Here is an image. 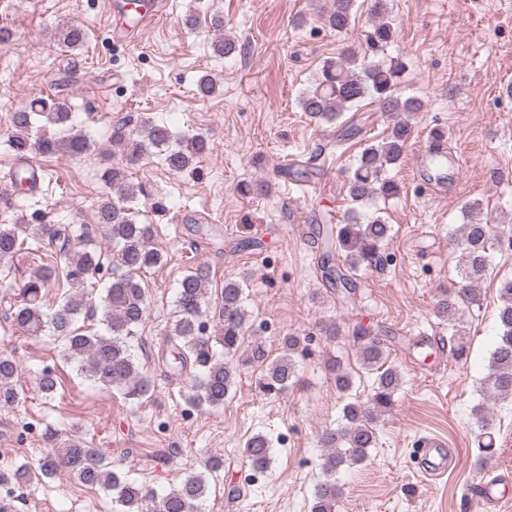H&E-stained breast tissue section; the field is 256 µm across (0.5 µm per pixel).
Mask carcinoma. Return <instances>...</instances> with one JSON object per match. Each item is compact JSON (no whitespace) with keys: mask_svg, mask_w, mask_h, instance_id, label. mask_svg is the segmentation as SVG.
Segmentation results:
<instances>
[{"mask_svg":"<svg viewBox=\"0 0 512 512\" xmlns=\"http://www.w3.org/2000/svg\"><path fill=\"white\" fill-rule=\"evenodd\" d=\"M355 0H332L324 15L325 24L338 33L349 29ZM388 0H374L372 30L368 39L371 48L381 49L395 36L389 18ZM85 40V31L78 25L62 30L64 46L75 49ZM405 68L399 59L358 65L353 58L340 55L323 61L313 76L309 88L300 96L305 114L328 122L338 120L342 113L365 100L378 103L380 111L391 118L390 133L385 139L366 145L357 156L347 179L346 189L351 203L360 205L376 195L386 199L400 193L399 184L385 176L388 168L401 159L411 131L410 117L419 112L421 102L395 94L397 78ZM72 115L52 98H36L10 116L6 142L13 156L26 162L39 153H63L79 158L91 151V139L71 122ZM172 135L165 125L151 118L141 119L129 129L118 125L112 129V141L122 146L123 162L103 170L101 180L106 191L100 199L91 224H28L18 218L0 224V278L5 280L16 272L14 258L27 249L36 251L42 241L58 244L57 256L63 260L62 271L51 264H42L17 283L19 300L9 307L5 319L15 328L38 335L47 330L64 342L66 359L72 360L86 380L107 392H118L124 399L142 401L154 390L152 377L141 366L133 351L131 339L145 321L147 302L141 283V273L164 261L163 253L152 245V225L135 219L132 206L149 199L151 191L143 183L128 178L129 166L138 163L152 149L163 152L167 169L180 173L190 169L207 144L199 135L185 136L171 145ZM31 175L28 168L15 169L0 179V210H11L14 198ZM247 196L267 195L271 185L266 181L246 182L239 187ZM112 241V250L105 252L96 246L99 233ZM389 235V225L379 216L360 220L356 209L350 210L347 223L326 224L318 228L322 253L319 269L322 279L341 293L354 288L351 274L377 266L381 247ZM492 227L470 221L460 225L454 240L460 251L459 282L454 295L438 300L436 312L452 322L466 304L481 300L478 283L489 268L488 244ZM63 276L72 293L49 315L45 314V288ZM103 284L101 302L90 305L86 288L93 281ZM208 276L201 269L189 271L178 282L176 316L167 336L172 345V362L168 369L194 373L192 385L185 394L187 403L197 407L220 408L232 398L235 379L240 368L253 367L259 372L257 387L269 398H277L288 390L296 376V358L308 354V347L298 338L285 339L282 352L272 356L263 342L247 339L245 284L239 280L224 282L218 313L220 328L215 335L207 333L202 320L208 298ZM499 335L491 354L483 384L485 394L493 400L512 398V280L501 284L498 292ZM100 316L106 333L101 334L79 325L80 317ZM360 343L355 351L359 366L375 375L372 392L366 400L349 402L343 407L344 423L324 430L319 441L323 454L324 475L316 486L311 512H336L342 487L336 482V472L346 463L362 464L375 443L381 418L391 411L401 375L389 362V345L396 337L372 336L359 329ZM222 351H217L216 346ZM338 390L352 386L350 371L338 360L331 361ZM18 366L13 356L0 351V403L18 401ZM41 394L51 399L57 390L55 374L46 370L39 378ZM478 424L483 440L480 448L493 454L492 419L486 407L478 408ZM43 438L48 452L39 459L34 470L25 465L0 467V488L15 483H31L33 479H50L64 468L78 482L100 488L112 494L113 512H202L209 493L208 476L223 468V460L212 457L166 494L140 484L114 469L99 449L80 439L62 442L54 428L45 427ZM244 457L256 469L270 465L271 441L263 433L247 438Z\"/></svg>","mask_w":512,"mask_h":512,"instance_id":"obj_1","label":"carcinoma"}]
</instances>
